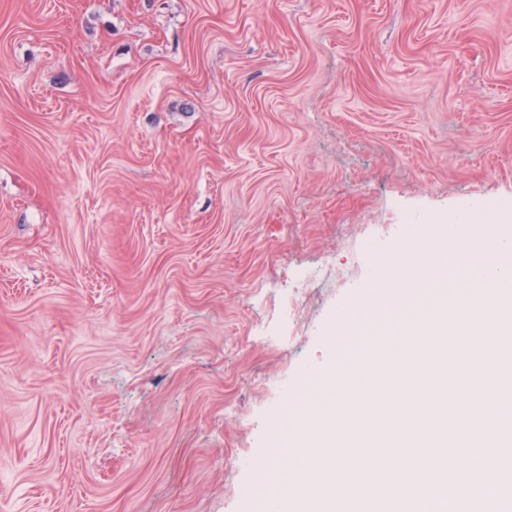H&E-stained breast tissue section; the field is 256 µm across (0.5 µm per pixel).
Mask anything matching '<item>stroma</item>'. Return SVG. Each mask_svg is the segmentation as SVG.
Wrapping results in <instances>:
<instances>
[{
	"mask_svg": "<svg viewBox=\"0 0 512 512\" xmlns=\"http://www.w3.org/2000/svg\"><path fill=\"white\" fill-rule=\"evenodd\" d=\"M512 225V0H0V512H262L381 261ZM251 467H244V460Z\"/></svg>",
	"mask_w": 512,
	"mask_h": 512,
	"instance_id": "35a3bbf8",
	"label": "stroma"
}]
</instances>
